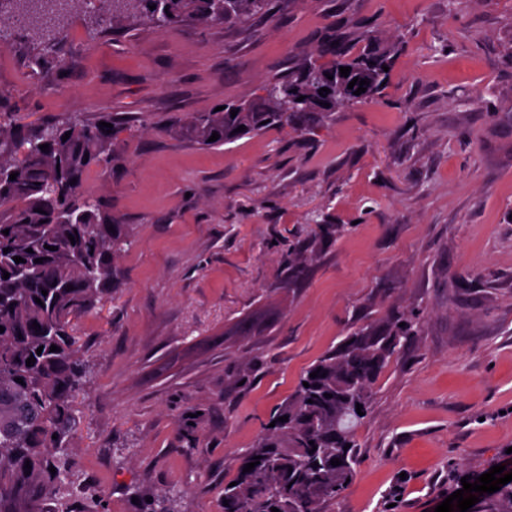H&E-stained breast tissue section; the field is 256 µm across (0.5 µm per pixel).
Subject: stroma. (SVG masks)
I'll use <instances>...</instances> for the list:
<instances>
[{
	"label": "stroma",
	"instance_id": "35a3bbf8",
	"mask_svg": "<svg viewBox=\"0 0 512 512\" xmlns=\"http://www.w3.org/2000/svg\"><path fill=\"white\" fill-rule=\"evenodd\" d=\"M396 48L374 99L312 129L204 149L170 135L252 97L342 36ZM0 111L112 112V170L85 190L131 226L115 286L77 322L72 500L224 512V484L303 373L399 318L354 432L352 483L321 512H434L512 447V0H270L233 24H113L105 0L52 50L0 49ZM307 258L293 277L288 254ZM251 382L237 383L241 369Z\"/></svg>",
	"mask_w": 512,
	"mask_h": 512
}]
</instances>
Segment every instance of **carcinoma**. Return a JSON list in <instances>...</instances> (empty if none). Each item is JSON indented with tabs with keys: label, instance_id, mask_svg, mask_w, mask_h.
I'll use <instances>...</instances> for the list:
<instances>
[{
	"label": "carcinoma",
	"instance_id": "obj_1",
	"mask_svg": "<svg viewBox=\"0 0 512 512\" xmlns=\"http://www.w3.org/2000/svg\"><path fill=\"white\" fill-rule=\"evenodd\" d=\"M7 2L16 6V16L34 4L49 9L62 3L68 14L88 8V0ZM265 3L112 0V23L141 16L161 28L187 19L206 27L242 21ZM21 29L49 46L63 27L25 16ZM362 37L367 51L351 56L339 46L327 47L319 54L327 61L296 66L252 99L227 103L220 111L195 112L173 134L208 148L373 98L388 80L384 67L391 66L392 56L373 48L372 32ZM342 67L350 68L348 76L340 75ZM355 78L369 81L360 95L354 94L358 86L348 88ZM323 87L330 92L319 93ZM102 121L112 128L100 126ZM241 125L246 130L239 132ZM123 130L109 113L93 121L74 117L27 130L0 120V512H73L71 503L62 501L63 490L71 484L64 459L77 433L75 398L88 378L74 336L76 321L112 288L114 257L130 245L129 225L84 196L83 175L92 165L107 168L117 161L116 141ZM67 132L70 137L64 141ZM214 132L219 138L211 142ZM43 144L48 150L40 149ZM12 173L17 174L14 180L9 179ZM51 246L56 250H49ZM15 256L25 262H15ZM37 258L43 262H35ZM35 322L39 327H32ZM413 332L408 319L403 327L397 321L383 330L360 329L310 366L293 396L273 414L275 426L245 452L233 478L237 485L224 484V512H271L273 507L320 512L321 503L345 490L357 464L353 436L361 416L356 404L368 408L372 385L400 339ZM53 345L58 347L55 352L50 351ZM31 356L35 363L28 366ZM317 370L320 376L310 377ZM282 416L288 421H278ZM256 456L260 464L243 472ZM333 458L341 464L331 465ZM470 512H512V482L483 494Z\"/></svg>",
	"mask_w": 512,
	"mask_h": 512
}]
</instances>
